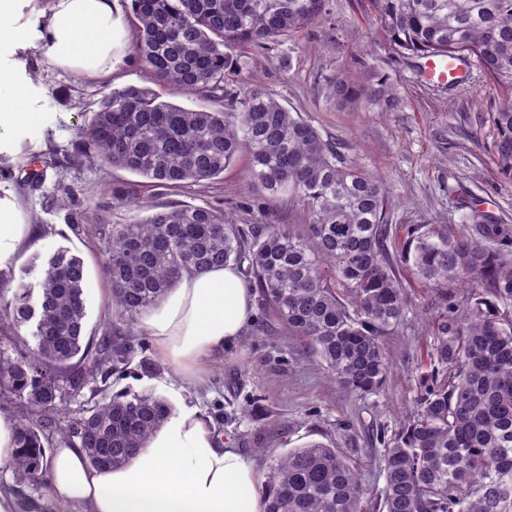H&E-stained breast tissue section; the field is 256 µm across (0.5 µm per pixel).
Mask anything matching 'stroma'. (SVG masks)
<instances>
[{
	"label": "stroma",
	"mask_w": 512,
	"mask_h": 512,
	"mask_svg": "<svg viewBox=\"0 0 512 512\" xmlns=\"http://www.w3.org/2000/svg\"><path fill=\"white\" fill-rule=\"evenodd\" d=\"M46 4L23 0L16 14L0 18L2 25L28 32L27 43L12 57L23 64L40 114L38 122L15 128L10 150L0 153V181L10 184L36 229L27 255L0 272V289L38 288L50 256L60 250L79 256L87 273L84 335L94 340L115 314L101 273L104 244L87 233V226L125 224L158 204L217 208L241 226L300 224L304 213L290 196L271 202L250 185L244 150L218 178L170 190L123 169L75 163L71 142L104 93L134 84L156 87L163 100L183 106L198 109L204 102L190 92L155 85L134 55L127 2L116 15L126 46L116 57L111 80L47 69L40 38ZM241 52L254 64L226 76L228 94L252 86L265 89L332 143L339 162L378 175L386 186L387 246L412 300L406 324L384 338L392 365L386 388L361 399L343 394L315 364L305 339L289 332L258 298L253 321L213 360L202 388L188 389L156 358L144 333L135 357L108 380L107 393H151L200 408L226 446L255 459L263 480L288 449L333 443L341 427H351L358 448L354 458L373 496L384 485L383 442L417 407L418 367L430 325L441 311L434 290L401 262L408 233L421 224L471 237L485 224L512 231V181L495 164L496 131L490 121L508 90L476 64L461 83L429 81L419 57L391 44L376 22L372 0H326L313 24ZM343 75L357 85L372 76L386 78L396 92V106L389 109L363 97L337 104L330 85ZM35 154L42 155L45 167L44 188L34 192L29 181Z\"/></svg>",
	"instance_id": "1"
}]
</instances>
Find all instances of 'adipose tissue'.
Listing matches in <instances>:
<instances>
[{
  "label": "adipose tissue",
  "mask_w": 512,
  "mask_h": 512,
  "mask_svg": "<svg viewBox=\"0 0 512 512\" xmlns=\"http://www.w3.org/2000/svg\"><path fill=\"white\" fill-rule=\"evenodd\" d=\"M118 0H49L44 28L48 67L110 77ZM29 84L0 62V130L35 123ZM31 229L10 196L0 197V262L23 258ZM254 296L233 264L185 274L147 312L156 356L189 385L203 384L212 358L243 334ZM48 497L70 512H263L256 463L218 437L195 407L174 409L124 466H91L82 448L58 443L47 458Z\"/></svg>",
  "instance_id": "obj_1"
}]
</instances>
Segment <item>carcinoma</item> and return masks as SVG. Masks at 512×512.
Here are the masks:
<instances>
[{"mask_svg":"<svg viewBox=\"0 0 512 512\" xmlns=\"http://www.w3.org/2000/svg\"><path fill=\"white\" fill-rule=\"evenodd\" d=\"M380 27L419 57H476L512 88V0H373ZM325 0H131L134 53L151 77L174 90L224 100V78L249 68L245 45L276 41L316 21ZM387 108L392 87L362 88ZM355 89L338 77L343 104ZM232 113L190 109L136 85L98 101L72 141L73 157L119 168L171 189L210 180L245 148L248 176L266 199L290 195L306 222L231 224L205 207L154 206L129 224H102V274L116 320L83 343L84 262L64 251L47 261L38 303L20 285L0 303V325L19 335L32 325L33 354L0 358V399L16 397L22 418L9 468L35 491L47 488L50 432L84 449L95 467L124 465L170 414L151 394L102 397L56 421L64 400L106 381L133 359L138 318L189 272L229 262L247 266L262 300L349 396L381 393L390 365L382 336L412 309L386 241L383 182L337 161L334 147L298 114L259 87L233 98ZM495 153L512 181V98L491 113ZM484 241L416 230L405 261L440 292L443 308L421 365L413 416L398 422L384 448L380 512H512V253L494 226ZM473 285L460 302L448 285ZM366 489L352 457L334 444L291 448L262 486L264 512H361Z\"/></svg>","mask_w":512,"mask_h":512,"instance_id":"1","label":"carcinoma"}]
</instances>
